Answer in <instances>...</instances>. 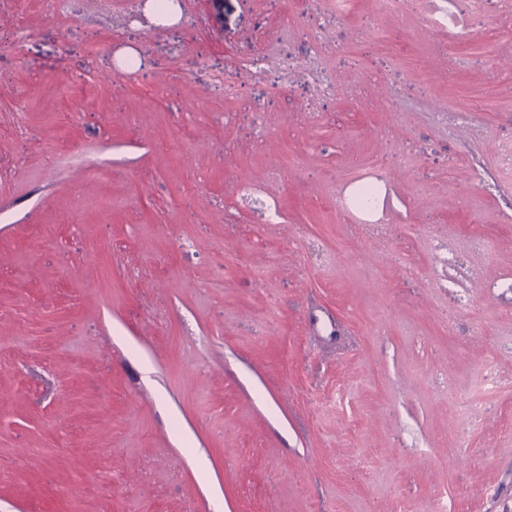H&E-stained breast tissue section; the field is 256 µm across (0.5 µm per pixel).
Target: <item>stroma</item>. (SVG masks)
<instances>
[{
  "label": "stroma",
  "instance_id": "stroma-1",
  "mask_svg": "<svg viewBox=\"0 0 512 512\" xmlns=\"http://www.w3.org/2000/svg\"><path fill=\"white\" fill-rule=\"evenodd\" d=\"M174 4L0 0V512H512V0Z\"/></svg>",
  "mask_w": 512,
  "mask_h": 512
}]
</instances>
